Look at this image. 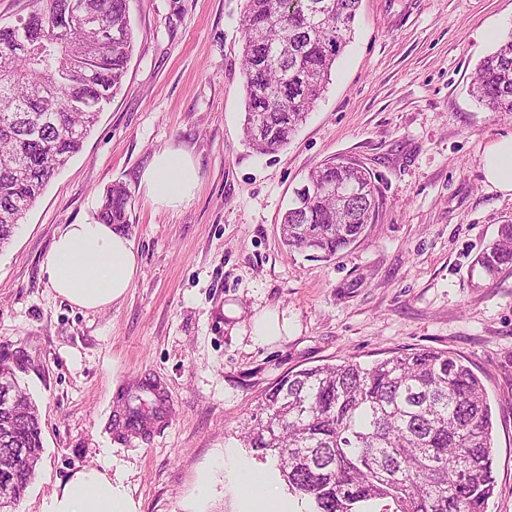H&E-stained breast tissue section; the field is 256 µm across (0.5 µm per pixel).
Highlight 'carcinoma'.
<instances>
[{
	"instance_id": "carcinoma-1",
	"label": "carcinoma",
	"mask_w": 512,
	"mask_h": 512,
	"mask_svg": "<svg viewBox=\"0 0 512 512\" xmlns=\"http://www.w3.org/2000/svg\"><path fill=\"white\" fill-rule=\"evenodd\" d=\"M81 3L112 35L93 55L85 52ZM359 3L247 0L243 136L252 149L288 145L306 121L350 39ZM17 22L36 47L23 51L15 25L0 26V249L80 151L121 88L133 50L129 0H29ZM472 91L493 111L512 113V36L478 65ZM324 182L352 189L371 177L360 165L322 163L308 174L303 207L285 214L284 244L328 257L363 234L375 205L314 190ZM129 210V191L115 183L97 219L123 230ZM478 263L490 275L512 265V223L500 225ZM8 390L14 404L0 402V457L14 448L31 455L0 479V512L24 496L43 450L36 406L0 356V394ZM243 439L272 457L289 491L309 499L312 512H356L358 504L383 498L398 512H483L494 490L491 406L480 379L445 351L291 373L266 394Z\"/></svg>"
}]
</instances>
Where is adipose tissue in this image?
Instances as JSON below:
<instances>
[{"label": "adipose tissue", "instance_id": "adipose-tissue-1", "mask_svg": "<svg viewBox=\"0 0 512 512\" xmlns=\"http://www.w3.org/2000/svg\"><path fill=\"white\" fill-rule=\"evenodd\" d=\"M482 167L488 184L512 196V134L492 143ZM198 173L189 155L169 148L144 172L142 184L157 205L175 206L192 192ZM47 280L72 306L95 310L123 298L139 271L132 241L115 226L91 220L65 225L42 261ZM41 512H136L108 467H86L44 497Z\"/></svg>", "mask_w": 512, "mask_h": 512}]
</instances>
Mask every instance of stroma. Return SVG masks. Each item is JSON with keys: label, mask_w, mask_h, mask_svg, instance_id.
Instances as JSON below:
<instances>
[{"label": "stroma", "mask_w": 512, "mask_h": 512, "mask_svg": "<svg viewBox=\"0 0 512 512\" xmlns=\"http://www.w3.org/2000/svg\"><path fill=\"white\" fill-rule=\"evenodd\" d=\"M246 0H130L134 51L81 151L47 184L0 249V352L39 408L43 453L13 512L85 467L109 464L137 512H247L248 477L213 469L232 449L288 512H311L242 430L289 372L419 349L458 356L492 408L496 487L485 512H512V267L478 260L512 222V196L487 184L482 157L512 114L472 95L493 32L512 33V0H361L354 34L292 141L260 154L243 141ZM187 151L190 200L153 204L140 186L155 153ZM363 162L376 221L330 258L286 248L281 223L308 172ZM131 195L126 234L140 271L103 310L72 306L42 260L67 224L90 221L108 189ZM274 312L288 331L253 334ZM164 394L133 436L128 404ZM208 498L196 496L201 480Z\"/></svg>", "instance_id": "1"}]
</instances>
